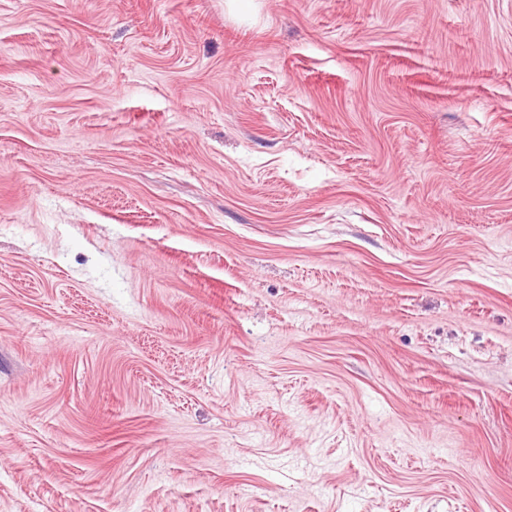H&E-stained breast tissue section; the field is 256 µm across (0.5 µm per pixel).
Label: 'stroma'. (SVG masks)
<instances>
[{"label":"stroma","mask_w":512,"mask_h":512,"mask_svg":"<svg viewBox=\"0 0 512 512\" xmlns=\"http://www.w3.org/2000/svg\"><path fill=\"white\" fill-rule=\"evenodd\" d=\"M0 512H512V0H0Z\"/></svg>","instance_id":"1"}]
</instances>
